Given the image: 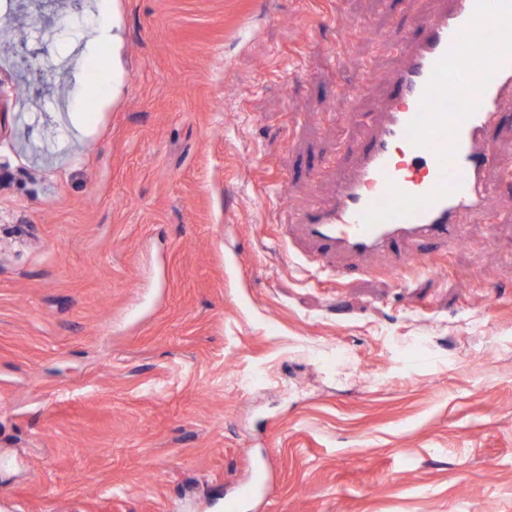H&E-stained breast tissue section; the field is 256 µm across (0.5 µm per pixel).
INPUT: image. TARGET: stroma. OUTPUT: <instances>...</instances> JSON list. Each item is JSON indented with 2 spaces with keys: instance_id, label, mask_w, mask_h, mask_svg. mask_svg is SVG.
Here are the masks:
<instances>
[{
  "instance_id": "35a3bbf8",
  "label": "stroma",
  "mask_w": 512,
  "mask_h": 512,
  "mask_svg": "<svg viewBox=\"0 0 512 512\" xmlns=\"http://www.w3.org/2000/svg\"><path fill=\"white\" fill-rule=\"evenodd\" d=\"M97 2L0 0V512H512V112L430 268L292 219L439 0Z\"/></svg>"
}]
</instances>
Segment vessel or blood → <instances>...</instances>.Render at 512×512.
Here are the masks:
<instances>
[{
	"label": "vessel or blood",
	"instance_id": "1",
	"mask_svg": "<svg viewBox=\"0 0 512 512\" xmlns=\"http://www.w3.org/2000/svg\"><path fill=\"white\" fill-rule=\"evenodd\" d=\"M510 31L512 0H446L404 41L407 64L384 117L333 200L295 216L318 261L407 239L455 240L461 215L485 212L492 131L512 112V47L487 60L474 36Z\"/></svg>",
	"mask_w": 512,
	"mask_h": 512
}]
</instances>
